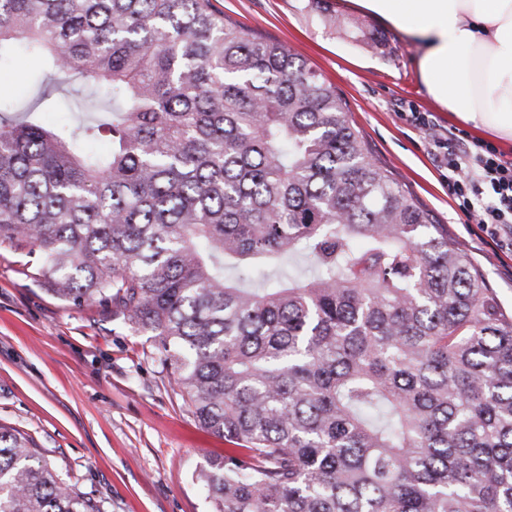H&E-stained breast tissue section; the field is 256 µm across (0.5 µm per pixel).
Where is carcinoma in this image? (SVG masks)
Here are the masks:
<instances>
[{
	"label": "carcinoma",
	"instance_id": "1",
	"mask_svg": "<svg viewBox=\"0 0 512 512\" xmlns=\"http://www.w3.org/2000/svg\"><path fill=\"white\" fill-rule=\"evenodd\" d=\"M17 52L45 76L0 99V243L154 337L236 445L211 512H512V309L332 84L213 0H0ZM57 76L94 116L39 120ZM0 512L103 508L0 424Z\"/></svg>",
	"mask_w": 512,
	"mask_h": 512
}]
</instances>
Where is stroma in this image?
Segmentation results:
<instances>
[{
  "label": "stroma",
  "mask_w": 512,
  "mask_h": 512,
  "mask_svg": "<svg viewBox=\"0 0 512 512\" xmlns=\"http://www.w3.org/2000/svg\"><path fill=\"white\" fill-rule=\"evenodd\" d=\"M227 20L300 55L347 102L372 157L473 260L512 307V252L482 239L448 193L428 137L407 118L457 127L421 84L417 50L348 0H214ZM381 36L374 50L364 32ZM39 68L25 55L0 65V98L30 100ZM29 243L0 244V424L28 433L61 478L104 512H209L195 476L231 445L205 429L146 333L110 306L57 299L32 273Z\"/></svg>",
  "instance_id": "stroma-1"
}]
</instances>
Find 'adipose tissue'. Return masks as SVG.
<instances>
[{
	"mask_svg": "<svg viewBox=\"0 0 512 512\" xmlns=\"http://www.w3.org/2000/svg\"><path fill=\"white\" fill-rule=\"evenodd\" d=\"M415 44L441 108L512 142V0H352Z\"/></svg>",
	"mask_w": 512,
	"mask_h": 512,
	"instance_id": "1",
	"label": "adipose tissue"
}]
</instances>
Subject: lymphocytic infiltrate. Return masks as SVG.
Wrapping results in <instances>:
<instances>
[{
  "label": "lymphocytic infiltrate",
  "instance_id": "f902f5d3",
  "mask_svg": "<svg viewBox=\"0 0 512 512\" xmlns=\"http://www.w3.org/2000/svg\"><path fill=\"white\" fill-rule=\"evenodd\" d=\"M410 119L432 133L434 160L447 170L448 192L466 220L481 224L497 246L512 250V160L465 130L438 134L426 113H411Z\"/></svg>",
  "mask_w": 512,
  "mask_h": 512
}]
</instances>
